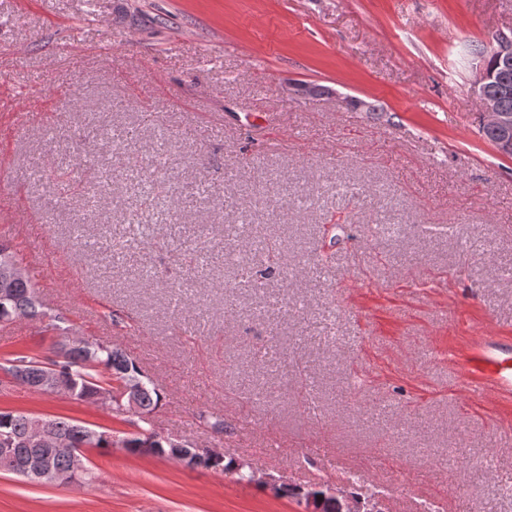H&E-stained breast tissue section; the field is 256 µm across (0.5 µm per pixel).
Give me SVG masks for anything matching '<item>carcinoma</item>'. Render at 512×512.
I'll return each instance as SVG.
<instances>
[{"mask_svg": "<svg viewBox=\"0 0 512 512\" xmlns=\"http://www.w3.org/2000/svg\"><path fill=\"white\" fill-rule=\"evenodd\" d=\"M490 68L493 77L485 84L486 93L497 99L500 106L512 112V62H492ZM7 289L6 298L0 299V322H8L18 317L41 319L45 316L42 303L36 289L27 278L5 276L0 279V289ZM54 328L64 334L66 350L63 358L52 361L62 382L71 390L68 398L80 402L98 403V394L106 391L112 394L109 409L115 416L127 413L120 403V393L124 386L131 384L138 387L139 415L141 419L132 422L138 430L137 436L119 438L114 431H100L94 441L95 448L122 446L132 454L138 453L135 443L156 437L151 425L145 422L160 400L158 391L144 381V375L138 364L122 351L106 343H89L82 339L67 337L69 328L63 326L65 318L53 317ZM42 357L31 356L23 351L13 352L4 359L0 369L11 374L17 368H24L29 377V384L35 385L41 372ZM33 416L14 411L0 410V438L5 436L22 437L27 432ZM58 438L65 441H78L84 438L86 426L73 419L54 417L49 419ZM52 464L62 476V484L69 485L88 478L84 474L74 477L70 472V459L64 448H56L52 455ZM195 466L224 473H236L237 481H250V474L235 471L236 460L224 455L212 459L209 456L197 461Z\"/></svg>", "mask_w": 512, "mask_h": 512, "instance_id": "obj_1", "label": "carcinoma"}]
</instances>
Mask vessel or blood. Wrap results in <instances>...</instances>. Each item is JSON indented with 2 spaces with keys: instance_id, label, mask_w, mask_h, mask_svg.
<instances>
[{
  "instance_id": "obj_1",
  "label": "vessel or blood",
  "mask_w": 512,
  "mask_h": 512,
  "mask_svg": "<svg viewBox=\"0 0 512 512\" xmlns=\"http://www.w3.org/2000/svg\"><path fill=\"white\" fill-rule=\"evenodd\" d=\"M461 373L471 395L491 391L512 395V346L491 339L473 342Z\"/></svg>"
}]
</instances>
